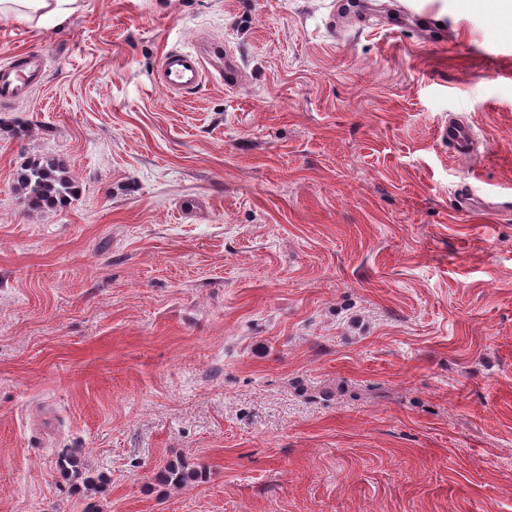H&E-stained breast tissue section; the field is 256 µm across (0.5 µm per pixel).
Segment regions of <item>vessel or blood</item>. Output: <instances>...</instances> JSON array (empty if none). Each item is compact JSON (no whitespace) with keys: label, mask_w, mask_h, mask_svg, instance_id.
Segmentation results:
<instances>
[{"label":"vessel or blood","mask_w":512,"mask_h":512,"mask_svg":"<svg viewBox=\"0 0 512 512\" xmlns=\"http://www.w3.org/2000/svg\"><path fill=\"white\" fill-rule=\"evenodd\" d=\"M46 70L44 55H26L21 60L0 65V100L28 97L42 84ZM239 70L235 57L214 43L189 49L172 46L165 49L158 64L156 81L169 94L181 96L198 88L209 72L223 74L225 84H233ZM439 138L463 154L473 146L475 137L468 122L451 119L441 124Z\"/></svg>","instance_id":"1"}]
</instances>
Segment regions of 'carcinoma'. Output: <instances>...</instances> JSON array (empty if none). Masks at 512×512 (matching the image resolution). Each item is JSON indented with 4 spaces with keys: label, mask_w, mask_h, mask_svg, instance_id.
Here are the masks:
<instances>
[{
    "label": "carcinoma",
    "mask_w": 512,
    "mask_h": 512,
    "mask_svg": "<svg viewBox=\"0 0 512 512\" xmlns=\"http://www.w3.org/2000/svg\"><path fill=\"white\" fill-rule=\"evenodd\" d=\"M17 189L34 210L62 204L74 194L75 184L67 166L60 160L35 157L25 161L16 173ZM59 470L69 476L83 475L81 449L73 448L58 458ZM202 471L179 461L167 464L159 472L162 480L175 486H183L201 476Z\"/></svg>",
    "instance_id": "1"
}]
</instances>
